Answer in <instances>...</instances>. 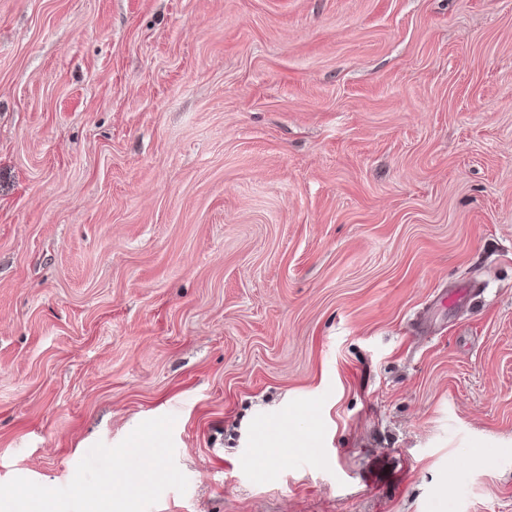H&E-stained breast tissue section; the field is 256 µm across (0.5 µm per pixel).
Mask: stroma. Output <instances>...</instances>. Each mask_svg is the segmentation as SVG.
Masks as SVG:
<instances>
[{
  "label": "stroma",
  "instance_id": "obj_1",
  "mask_svg": "<svg viewBox=\"0 0 512 512\" xmlns=\"http://www.w3.org/2000/svg\"><path fill=\"white\" fill-rule=\"evenodd\" d=\"M40 494L512 512V0H0V512Z\"/></svg>",
  "mask_w": 512,
  "mask_h": 512
}]
</instances>
